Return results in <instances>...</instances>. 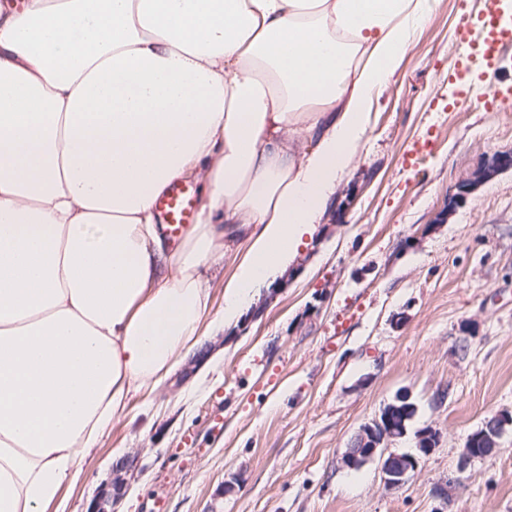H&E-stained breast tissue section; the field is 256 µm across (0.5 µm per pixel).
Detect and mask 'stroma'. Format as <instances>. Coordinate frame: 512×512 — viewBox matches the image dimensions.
I'll use <instances>...</instances> for the list:
<instances>
[{
    "label": "stroma",
    "mask_w": 512,
    "mask_h": 512,
    "mask_svg": "<svg viewBox=\"0 0 512 512\" xmlns=\"http://www.w3.org/2000/svg\"><path fill=\"white\" fill-rule=\"evenodd\" d=\"M472 0H430L428 18L372 97L364 144L289 273L262 287L150 394L135 396L64 489L89 512L114 473V512H512V425L496 454L461 466L471 433L512 413V102L489 112L497 74L448 107V62ZM437 150L406 165L418 143ZM247 249L202 272L210 316ZM209 364L204 383L197 370ZM439 435L399 488L378 462L340 458L397 395Z\"/></svg>",
    "instance_id": "35a3bbf8"
}]
</instances>
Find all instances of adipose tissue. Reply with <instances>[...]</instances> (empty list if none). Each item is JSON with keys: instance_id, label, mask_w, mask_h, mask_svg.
<instances>
[{"instance_id": "obj_1", "label": "adipose tissue", "mask_w": 512, "mask_h": 512, "mask_svg": "<svg viewBox=\"0 0 512 512\" xmlns=\"http://www.w3.org/2000/svg\"><path fill=\"white\" fill-rule=\"evenodd\" d=\"M427 3L0 0V512L62 503L131 399L286 270ZM182 178L208 189L173 248L153 203ZM238 237L207 319L200 269Z\"/></svg>"}]
</instances>
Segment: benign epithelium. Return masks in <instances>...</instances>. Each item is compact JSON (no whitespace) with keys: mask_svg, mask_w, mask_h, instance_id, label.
<instances>
[{"mask_svg":"<svg viewBox=\"0 0 512 512\" xmlns=\"http://www.w3.org/2000/svg\"><path fill=\"white\" fill-rule=\"evenodd\" d=\"M396 416L397 409L390 405L378 417L362 426L342 456L343 466L353 468L361 462L365 463L377 457L381 460L385 485L397 488L404 484L409 475L416 470L418 457L412 454L385 453V442L407 434L406 426L394 421Z\"/></svg>","mask_w":512,"mask_h":512,"instance_id":"7a95c632","label":"benign epithelium"}]
</instances>
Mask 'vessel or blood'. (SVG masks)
Masks as SVG:
<instances>
[{
	"label": "vessel or blood",
	"mask_w": 512,
	"mask_h": 512,
	"mask_svg": "<svg viewBox=\"0 0 512 512\" xmlns=\"http://www.w3.org/2000/svg\"><path fill=\"white\" fill-rule=\"evenodd\" d=\"M457 41L461 51L449 63L448 86L454 104L462 106L471 94L475 73L512 75V20L488 7L471 12L458 30ZM197 206L196 188L172 181L154 202L162 233L171 240L183 238L195 222Z\"/></svg>",
	"instance_id": "obj_1"
}]
</instances>
